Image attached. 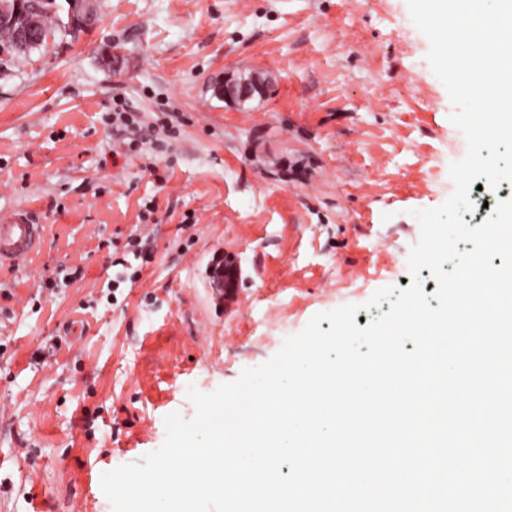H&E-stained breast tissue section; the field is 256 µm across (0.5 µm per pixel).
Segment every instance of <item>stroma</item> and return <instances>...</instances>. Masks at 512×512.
I'll return each instance as SVG.
<instances>
[{
  "mask_svg": "<svg viewBox=\"0 0 512 512\" xmlns=\"http://www.w3.org/2000/svg\"><path fill=\"white\" fill-rule=\"evenodd\" d=\"M0 55V210L41 244L0 268V512H112L103 472L319 312L401 285L457 154L406 0H100ZM271 77L243 105L228 74ZM124 109L150 123L127 151ZM142 257L126 260L127 243ZM241 268L217 302L209 266Z\"/></svg>",
  "mask_w": 512,
  "mask_h": 512,
  "instance_id": "1",
  "label": "stroma"
}]
</instances>
